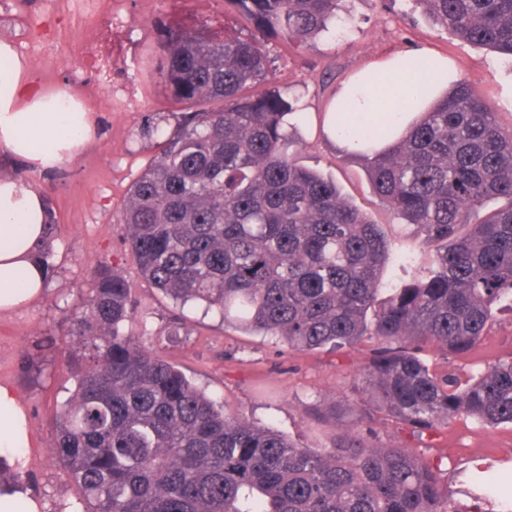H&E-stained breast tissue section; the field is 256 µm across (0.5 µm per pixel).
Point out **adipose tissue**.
<instances>
[{
  "label": "adipose tissue",
  "mask_w": 512,
  "mask_h": 512,
  "mask_svg": "<svg viewBox=\"0 0 512 512\" xmlns=\"http://www.w3.org/2000/svg\"><path fill=\"white\" fill-rule=\"evenodd\" d=\"M11 44L0 42V56L13 66L0 70V153L21 160L26 166L49 172L73 156L88 141L92 123L89 112L60 90H37L21 61L15 60ZM382 92L369 84L361 70L342 83L337 99L352 98L350 128L337 132L333 113H326L323 130L329 140L355 150L351 130L358 125H387L393 138H400L418 117L404 108L380 109ZM51 218L43 190L24 179L0 180V311L9 312L39 301L47 280L40 250ZM34 439L26 411L14 388L0 384V456L27 465L26 448Z\"/></svg>",
  "instance_id": "adipose-tissue-1"
}]
</instances>
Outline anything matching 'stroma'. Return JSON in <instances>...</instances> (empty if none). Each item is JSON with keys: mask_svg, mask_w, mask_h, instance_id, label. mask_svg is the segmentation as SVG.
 I'll use <instances>...</instances> for the list:
<instances>
[{"mask_svg": "<svg viewBox=\"0 0 512 512\" xmlns=\"http://www.w3.org/2000/svg\"><path fill=\"white\" fill-rule=\"evenodd\" d=\"M342 28L302 45L258 31L226 0H120L102 5L100 14L67 8L64 0H0V41L12 43L31 76L46 90L77 89L96 120L90 140L52 173H43L0 156V172L35 182L44 190L57 222L54 270L45 297L10 314L0 313V383L17 388L36 445L20 473L47 504L45 512H64L78 494L66 470L50 456L55 441L53 416L75 381L59 355L68 338L64 315L80 307L89 293L93 269L108 263L127 281L143 313L132 323L142 344L175 363L226 414L273 428L306 448L331 446L328 426L310 416L312 406L359 403L364 370L377 338L353 349L303 353L289 350L275 336L249 334L224 325L202 306H181L152 288L141 275L119 224L120 209L132 182L178 123L177 104L160 79L145 82V64L159 66L155 49L158 24L189 30L230 27L242 38L259 37L272 61V84L293 111L302 115L288 151L300 165L335 180L342 194L380 224L391 241L389 273L413 243V228L383 206L374 192L363 158L330 142L322 118L341 83L352 73L384 58L426 47L452 60L491 107L499 124L512 126V59L478 48L430 21L412 0H350ZM132 97L113 111V94ZM181 325L179 342L167 334ZM56 346L42 371L31 377L27 355L37 342ZM430 368L473 375L512 356V299L496 306V322L487 336L464 354L438 345L419 353ZM372 443L412 445L423 456L441 460L448 497L459 512H477L460 493L454 473L473 461L512 471V425L487 426L458 416L424 442L393 427L374 425Z\"/></svg>", "mask_w": 512, "mask_h": 512, "instance_id": "35a3bbf8", "label": "stroma"}]
</instances>
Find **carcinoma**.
<instances>
[{
	"instance_id": "cac0c4a2",
	"label": "carcinoma",
	"mask_w": 512,
	"mask_h": 512,
	"mask_svg": "<svg viewBox=\"0 0 512 512\" xmlns=\"http://www.w3.org/2000/svg\"><path fill=\"white\" fill-rule=\"evenodd\" d=\"M260 30L306 43L336 24L341 0H230ZM459 39L512 57V0H413ZM158 74L185 106L128 189L120 223L142 275L224 324L311 352L379 340L366 367L369 405L348 411L332 447L304 448L277 431L224 414L177 366L129 330L127 281L107 264L86 302L65 315L64 352L76 381L55 418L52 454L83 512H449L441 462L405 446L374 445L375 420L422 442L465 414L512 424V360L465 382L418 353H464L512 296V128L501 127L466 80L404 136L359 128L374 192L418 228L404 276L383 284L391 243L336 183L288 153L287 107L269 91L255 42L161 28ZM398 102L414 106L438 72ZM490 201L497 207L479 221ZM464 493L483 512H512L506 481L471 475Z\"/></svg>"
}]
</instances>
